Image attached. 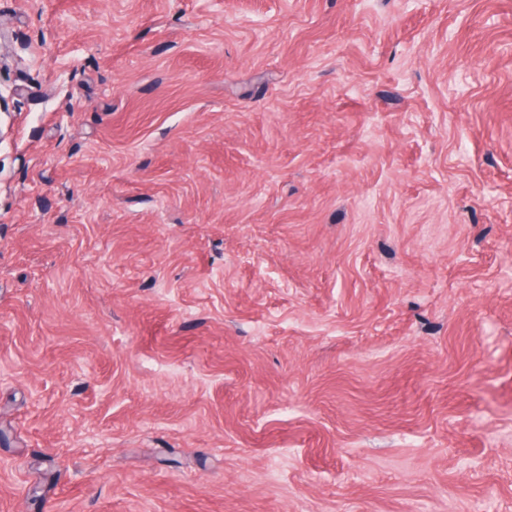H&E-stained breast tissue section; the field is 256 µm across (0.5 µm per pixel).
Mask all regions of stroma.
I'll return each mask as SVG.
<instances>
[{
    "mask_svg": "<svg viewBox=\"0 0 512 512\" xmlns=\"http://www.w3.org/2000/svg\"><path fill=\"white\" fill-rule=\"evenodd\" d=\"M0 19V512H512V0Z\"/></svg>",
    "mask_w": 512,
    "mask_h": 512,
    "instance_id": "obj_1",
    "label": "stroma"
}]
</instances>
